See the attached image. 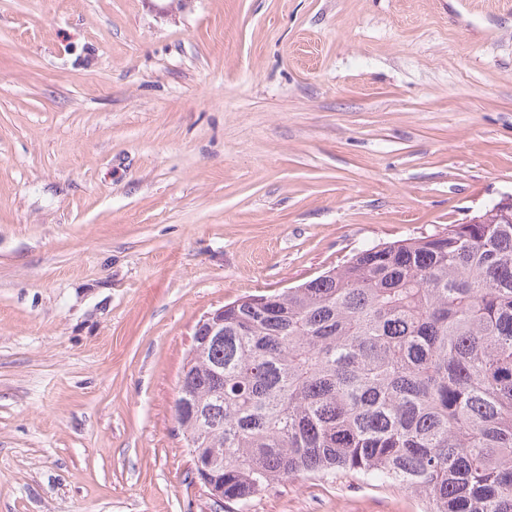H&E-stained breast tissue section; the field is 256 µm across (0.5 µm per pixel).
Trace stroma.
<instances>
[{"instance_id": "stroma-1", "label": "stroma", "mask_w": 512, "mask_h": 512, "mask_svg": "<svg viewBox=\"0 0 512 512\" xmlns=\"http://www.w3.org/2000/svg\"><path fill=\"white\" fill-rule=\"evenodd\" d=\"M0 0V512H425L303 475L217 505L198 321L512 194V11Z\"/></svg>"}]
</instances>
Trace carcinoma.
<instances>
[{
	"instance_id": "obj_1",
	"label": "carcinoma",
	"mask_w": 512,
	"mask_h": 512,
	"mask_svg": "<svg viewBox=\"0 0 512 512\" xmlns=\"http://www.w3.org/2000/svg\"><path fill=\"white\" fill-rule=\"evenodd\" d=\"M481 217L361 249L276 293L275 316L244 299L224 317L176 401L219 425L180 422L225 500L349 471L427 512H512V223Z\"/></svg>"
}]
</instances>
